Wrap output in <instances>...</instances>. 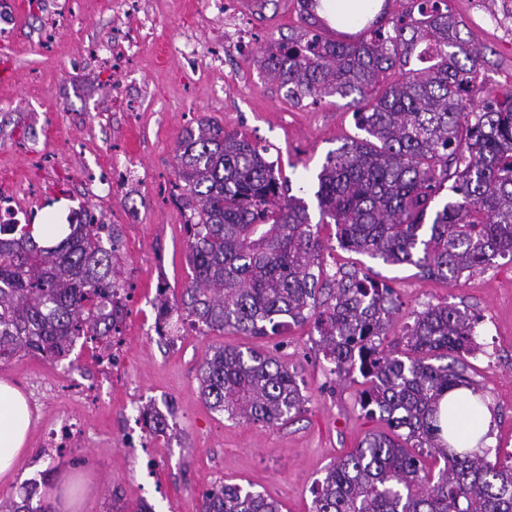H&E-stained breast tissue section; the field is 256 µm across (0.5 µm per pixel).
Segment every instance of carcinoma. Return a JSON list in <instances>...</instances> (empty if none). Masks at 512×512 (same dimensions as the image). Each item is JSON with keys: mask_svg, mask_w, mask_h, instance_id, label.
I'll use <instances>...</instances> for the list:
<instances>
[{"mask_svg": "<svg viewBox=\"0 0 512 512\" xmlns=\"http://www.w3.org/2000/svg\"><path fill=\"white\" fill-rule=\"evenodd\" d=\"M380 25L366 21L353 42L309 31L264 60L288 97L316 104L355 96L357 127L367 138L326 158L314 192L319 221L303 201L284 197L267 149L208 119L186 129L174 174L186 221L193 275L182 315L206 336L277 334L283 319L315 318L318 351L337 375L356 372L367 387L359 405L405 442L367 436L331 465L314 492L312 512H512V465L488 461L491 449L457 451L441 437L439 402L471 388L464 356L475 351L476 319L465 309L430 305L407 329L408 354L381 349L399 310L394 289L355 272L322 280V224L339 244L435 279L512 257V92L472 108L468 93L479 54L460 22L438 7ZM408 78L378 89L382 75L409 60ZM438 209L431 203L443 190ZM67 233L35 238L31 224H0V361L70 354L79 337L97 341L119 330L105 310L116 278L119 238L103 247L87 211L67 217ZM208 406L231 419L275 425L303 411L296 375L260 348L215 347L200 366ZM415 442L416 451L406 447ZM443 459L433 474L425 458ZM202 512H281V505L238 484L204 495Z\"/></svg>", "mask_w": 512, "mask_h": 512, "instance_id": "cac0c4a2", "label": "carcinoma"}]
</instances>
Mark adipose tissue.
<instances>
[{"instance_id": "adipose-tissue-1", "label": "adipose tissue", "mask_w": 512, "mask_h": 512, "mask_svg": "<svg viewBox=\"0 0 512 512\" xmlns=\"http://www.w3.org/2000/svg\"><path fill=\"white\" fill-rule=\"evenodd\" d=\"M440 410L451 411L453 447L473 450L485 444L492 420L490 408L469 389L459 388L446 394ZM30 413L26 397L7 381H0V479L11 478L26 452Z\"/></svg>"}]
</instances>
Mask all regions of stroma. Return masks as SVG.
<instances>
[{
	"instance_id": "35a3bbf8",
	"label": "stroma",
	"mask_w": 512,
	"mask_h": 512,
	"mask_svg": "<svg viewBox=\"0 0 512 512\" xmlns=\"http://www.w3.org/2000/svg\"><path fill=\"white\" fill-rule=\"evenodd\" d=\"M12 2L13 25L0 32V195L33 218L58 205L62 224L72 210L91 209L121 239L117 268L131 300L121 328L127 378L101 409L62 391L98 377L92 346L75 343L59 362L25 356L0 363V380L36 406L28 452L14 481L0 484V500H21L34 481L32 503L46 512H58L55 492L65 484L80 499L77 512H137L138 479L118 440L128 416L146 407L161 410L170 424L154 450L163 489L156 512H201L204 494L227 483L268 495L282 512H311L327 467L386 429L358 404L363 377L331 373L310 321L260 338L203 336L187 326L168 341L154 332L153 299L162 286L181 295L193 274L173 167L185 129L199 119L265 146L276 174L318 220L317 176L330 152L360 138L356 105L336 96L315 105L289 100L261 61L307 29L330 37L336 25L320 10L307 25L300 0H239L252 40L237 52L223 14L208 0H142L134 15L116 0ZM499 6L500 0H448L462 37L481 57L470 91L476 107L512 88V34L484 22ZM131 41L133 61L116 92L112 50ZM185 44L197 46L201 58L177 56ZM116 171L129 178L112 194L107 182ZM320 236L327 274L358 271L396 291L401 307L384 351L404 353L407 328L427 306L449 304L479 316L465 374L494 409L488 448L498 463H512V259L445 283L342 248L335 225L322 226ZM222 345L267 349L295 369L306 399L301 414L262 426L209 409L199 369L205 354ZM65 416L86 421L90 447H46L43 424Z\"/></svg>"
}]
</instances>
